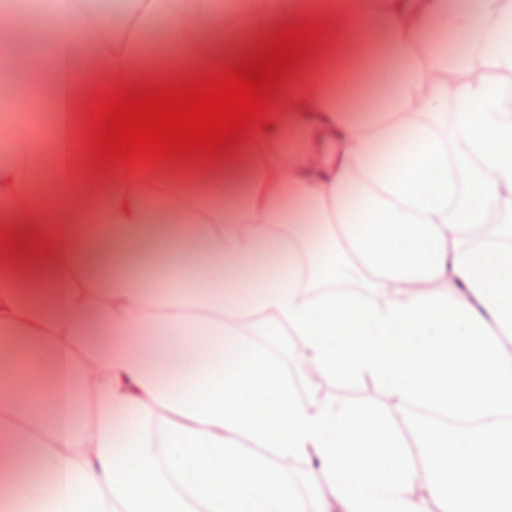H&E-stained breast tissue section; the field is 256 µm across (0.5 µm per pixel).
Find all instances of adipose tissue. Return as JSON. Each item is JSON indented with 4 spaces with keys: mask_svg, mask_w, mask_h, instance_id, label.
<instances>
[{
    "mask_svg": "<svg viewBox=\"0 0 512 512\" xmlns=\"http://www.w3.org/2000/svg\"><path fill=\"white\" fill-rule=\"evenodd\" d=\"M51 10L5 68L41 123L0 128V239L29 243L0 246V512H512V0ZM298 21L325 37L220 156H94L102 94L224 71ZM477 57L509 79L463 81ZM187 250L203 276L177 275ZM284 324L298 368L383 380L396 413L299 396L251 341ZM294 458L319 463L305 499Z\"/></svg>",
    "mask_w": 512,
    "mask_h": 512,
    "instance_id": "ef3b65f1",
    "label": "adipose tissue"
}]
</instances>
